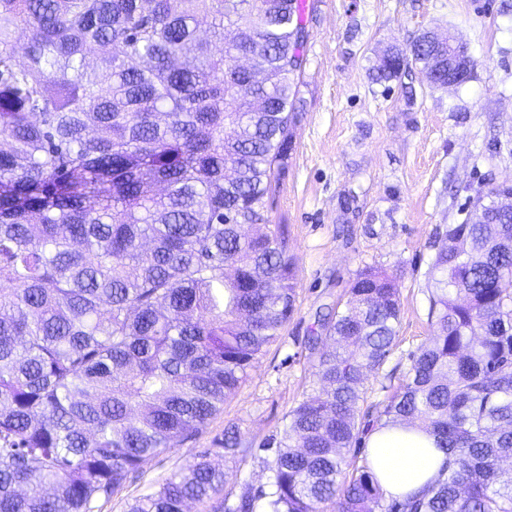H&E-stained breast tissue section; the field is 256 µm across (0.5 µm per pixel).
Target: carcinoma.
Returning a JSON list of instances; mask_svg holds the SVG:
<instances>
[{
  "label": "carcinoma",
  "instance_id": "carcinoma-1",
  "mask_svg": "<svg viewBox=\"0 0 512 512\" xmlns=\"http://www.w3.org/2000/svg\"><path fill=\"white\" fill-rule=\"evenodd\" d=\"M206 26L207 36L200 35ZM305 31L300 0H0V512H92L147 457L205 428L295 308L285 170ZM23 46L24 57L17 56ZM465 46L425 30L377 55L448 89ZM486 184L436 241L434 336L367 412L400 294L360 270L318 320L314 388L263 441L266 485L214 512H512V208ZM418 427L448 476L386 500L344 451ZM227 429L130 512L220 492Z\"/></svg>",
  "mask_w": 512,
  "mask_h": 512
}]
</instances>
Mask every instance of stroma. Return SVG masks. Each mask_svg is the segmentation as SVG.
<instances>
[{
  "instance_id": "1",
  "label": "stroma",
  "mask_w": 512,
  "mask_h": 512,
  "mask_svg": "<svg viewBox=\"0 0 512 512\" xmlns=\"http://www.w3.org/2000/svg\"><path fill=\"white\" fill-rule=\"evenodd\" d=\"M304 22L293 145L268 211L270 223L286 225L297 262L295 312L205 429L145 461L93 512H128L232 426L250 447L223 462V497L264 485L270 473L258 445L283 429L314 382L307 338L365 267L393 275L400 289L387 362L395 374L367 380L371 402L384 400L402 383L410 352L433 334L435 240L464 221L466 198L483 183L512 182V0H306ZM433 26L450 28L466 47L469 81L435 90L415 69L401 83L372 82L377 49L410 46Z\"/></svg>"
}]
</instances>
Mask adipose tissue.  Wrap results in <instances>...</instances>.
Here are the masks:
<instances>
[{
	"label": "adipose tissue",
	"mask_w": 512,
	"mask_h": 512,
	"mask_svg": "<svg viewBox=\"0 0 512 512\" xmlns=\"http://www.w3.org/2000/svg\"><path fill=\"white\" fill-rule=\"evenodd\" d=\"M367 448L371 471L386 499H406L446 476V452L419 428H377Z\"/></svg>",
	"instance_id": "adipose-tissue-1"
}]
</instances>
